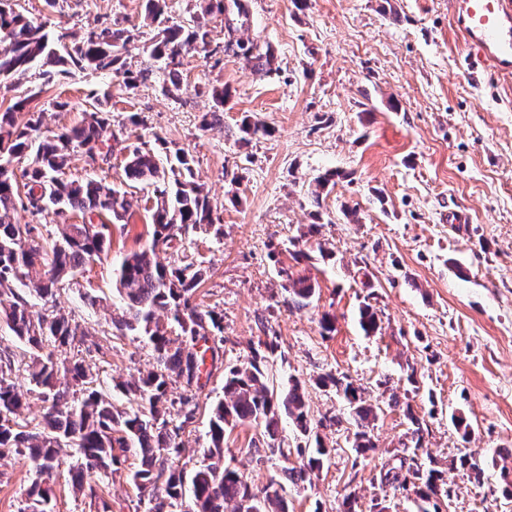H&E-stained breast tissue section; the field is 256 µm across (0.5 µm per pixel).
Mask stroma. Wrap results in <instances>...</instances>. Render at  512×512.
<instances>
[{"label":"stroma","mask_w":512,"mask_h":512,"mask_svg":"<svg viewBox=\"0 0 512 512\" xmlns=\"http://www.w3.org/2000/svg\"><path fill=\"white\" fill-rule=\"evenodd\" d=\"M244 2L239 35L271 52L272 71L198 47L183 52L181 87L168 94L163 64L147 52L155 29L145 0H17L29 17L78 40L105 27L130 30L122 58L140 80L129 88L122 75L72 65L47 84L33 73L21 85H0V107L37 86L41 94L30 109L42 116L39 135L79 124L98 105L113 129L127 130L128 146L153 149L162 139L187 152L224 234L188 230L159 258L168 263L185 254L206 268L196 297L224 317L225 364L247 355L263 317L282 353L272 369L276 389L298 379L313 415L344 416L345 401L314 383L324 373L344 374L379 405L376 450L355 455L350 423L325 430L331 456L312 483L298 486L285 482L278 457L249 454L257 430L228 432L225 462L253 486L281 482L289 512H339L348 486L358 492L360 512L375 499L390 512H414L410 495L380 482L382 466L411 442L401 410L408 403L428 427L419 463L444 470L452 490L443 512H512L501 492V471L512 470V77L487 69L476 83L460 70L471 49L450 0ZM215 87L228 91L224 120L207 127ZM246 117L267 125L270 135L240 142ZM124 159L114 153L109 166L92 171L72 158L69 176L110 184L125 192L130 208L112 227L107 258L78 270L48 304L95 328L104 351L81 358L107 392L113 378L154 363L149 347L113 333V266L149 243L147 206L166 184L128 187ZM328 169L341 177L314 205L315 180ZM314 222L333 257L307 266L317 294L297 308L269 252ZM85 289L99 296L95 308L79 305ZM364 301L381 319L372 336L358 325ZM326 311L336 330L324 337L319 319ZM411 366L415 387L406 381ZM223 384V372H215L200 392L196 422L184 435L190 447H206L210 408ZM393 393L399 406L388 404ZM455 411L470 422V437L452 424ZM464 446L483 465L482 480L449 469ZM63 456L64 465L44 480L57 512H99L71 487L72 450ZM137 464L128 458L124 470L100 479L112 512H145L126 479ZM34 478L24 456L0 460V512H20Z\"/></svg>","instance_id":"obj_1"}]
</instances>
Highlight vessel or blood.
Wrapping results in <instances>:
<instances>
[{"label":"vessel or blood","mask_w":512,"mask_h":512,"mask_svg":"<svg viewBox=\"0 0 512 512\" xmlns=\"http://www.w3.org/2000/svg\"><path fill=\"white\" fill-rule=\"evenodd\" d=\"M460 30L482 61L512 76V0H453Z\"/></svg>","instance_id":"b4317fda"}]
</instances>
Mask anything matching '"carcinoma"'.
<instances>
[{
	"label": "carcinoma",
	"mask_w": 512,
	"mask_h": 512,
	"mask_svg": "<svg viewBox=\"0 0 512 512\" xmlns=\"http://www.w3.org/2000/svg\"><path fill=\"white\" fill-rule=\"evenodd\" d=\"M166 0H146V18L157 29L147 47L151 57L164 61L171 87L180 90V56L193 45L212 47L226 56H245L255 60L260 69H271L273 56L256 53L254 47L235 36L237 23L224 18V45L213 44L212 30L195 21L189 26L169 23ZM69 34L52 33L47 25L28 17L12 0H0V78L12 79L43 68L40 76L66 73L70 64L92 71L124 72L125 83L136 84L133 72L123 70L122 50L131 36L123 29L91 31L72 47L66 46ZM56 71H51V68ZM42 92L32 87L17 97L6 110H0V326L25 346L18 355L9 348L0 349V459L10 453L26 456L35 469L51 475L61 465L65 448L75 449L70 466L73 487L85 498L102 504V512H111L102 500L100 487L85 480V473L99 471L109 476L121 464V457L132 455L140 464L128 474L146 512H288L282 486L270 482L257 491L237 470L224 463L226 430L237 427L260 429L249 452L262 459L277 455L284 463L288 481L303 484L311 481L328 460L327 448L319 429L338 427L342 416L310 415L305 390L298 380L276 394L267 386L269 359L278 349L277 336L258 339L249 353L236 365L224 366L223 318L204 309L196 301V290L205 270L202 265L183 256L174 265L154 259L156 251L171 247L178 233L206 226L221 236V225L214 223L208 197L194 180L188 155L178 149L175 163L165 166L151 151L135 148L126 157L123 172L132 184L157 183L166 174L174 176L170 195L156 201L152 213V238L139 251L125 256L116 269L117 293L121 306L112 323L121 335L130 334L150 347L153 368L113 382L112 389L124 395L130 410L120 409L112 399L94 386L82 360L60 358V354L78 348L93 336L91 328L68 316L33 311L34 300L55 295L75 270L102 259L110 248L111 235L101 226L124 221L127 201L117 190L95 179H78L66 175L72 154L81 157L84 167L96 169L112 158L114 148L123 145L127 131L112 129L106 113H86L81 123L36 139L41 119L26 124L16 122V114L25 110ZM228 92L214 88L210 116L221 120ZM240 141L246 143L257 135L268 136L271 129L248 117L239 127ZM27 160L21 175L13 163ZM337 172L328 170L316 180L313 203L322 204V191L334 181ZM32 215L49 209L58 215L79 212L95 216L81 224H64L60 235L45 244L32 236L36 227L14 221L16 206ZM322 225L309 224L288 254L293 264L278 258L274 246L269 256L276 265L282 288L297 307L309 305L316 294V282L297 269L312 261L310 245L317 246L321 258L330 257L317 241ZM41 268L36 281H26L29 272ZM359 320L365 335L380 327L377 309L365 303ZM22 368L24 384L12 377L15 367ZM224 369V397L214 406L207 432V448L196 468L186 469L194 451L187 448L183 436L194 424L198 393L205 388L214 372ZM317 385L332 387L347 402L348 419L355 427L352 448L363 456L375 447L370 435L377 408L367 403L363 389L345 375H321ZM180 389L173 392V387ZM35 394L45 403L40 422L32 424L22 418L27 397ZM414 449L423 447L424 422L411 405L403 408ZM291 423L299 434L314 438L313 447L296 451L284 447L279 437L282 421ZM297 454L298 465L290 463ZM452 469H468L480 479L482 470L465 448L449 461ZM381 483L396 491L415 495V512H442L438 502L444 475L437 469L424 470L414 456L393 459L380 473ZM21 512H56L50 487L34 481Z\"/></svg>",
	"instance_id": "cac0c4a2"
}]
</instances>
